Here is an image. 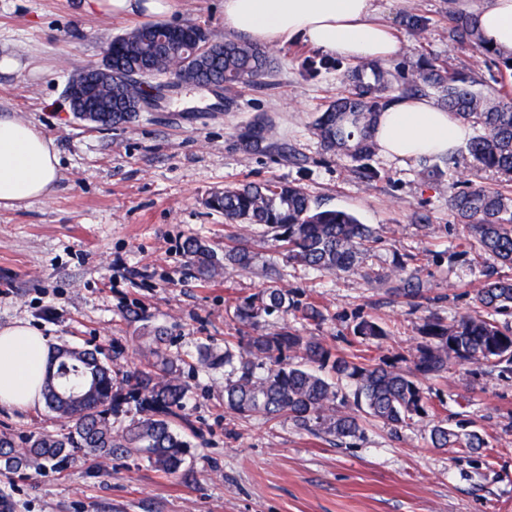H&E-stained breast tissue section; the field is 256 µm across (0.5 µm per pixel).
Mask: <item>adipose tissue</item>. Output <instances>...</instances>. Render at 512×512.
Instances as JSON below:
<instances>
[{"mask_svg":"<svg viewBox=\"0 0 512 512\" xmlns=\"http://www.w3.org/2000/svg\"><path fill=\"white\" fill-rule=\"evenodd\" d=\"M171 0H87V8L124 19L165 17ZM376 0H224L231 32L278 48L302 41L353 63L395 58L401 44L374 17ZM473 16L488 45L512 51V0H481ZM469 128L426 97L402 98L379 115L375 140L387 158L404 162L455 153ZM59 157L34 124L0 114V206L49 197ZM51 352L48 337L26 320L0 325V407L26 411L42 401Z\"/></svg>","mask_w":512,"mask_h":512,"instance_id":"1","label":"adipose tissue"}]
</instances>
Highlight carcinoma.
<instances>
[{"label":"carcinoma","instance_id":"cac0c4a2","mask_svg":"<svg viewBox=\"0 0 512 512\" xmlns=\"http://www.w3.org/2000/svg\"><path fill=\"white\" fill-rule=\"evenodd\" d=\"M402 19L419 35L429 25L410 7L402 11ZM446 37L476 52L473 68L450 70L437 58L393 70L378 61L360 62L346 71L348 89L317 113L313 134L323 150L361 163L359 174L366 186L379 179L378 171L366 164L377 151V117L404 96L433 97L456 119L472 124L476 134L467 151L475 166L512 180V95L495 94L488 85L493 72H512V52L487 46L473 16L453 7L448 10ZM275 63L266 47L242 36L216 41L195 23L182 24L177 35L169 24H143L112 40V111L104 117L118 126L139 116L140 89L128 82L133 73L165 76L176 87L222 83L230 93L241 85H264ZM304 66L316 73L340 62L316 53L304 59ZM274 136L272 123L258 121L240 134L239 145L247 152H263L273 145ZM420 163L430 183L446 175V157L422 158ZM206 205L223 213L228 225L266 227L277 252L289 262L326 274L356 275L367 283H389L391 291L412 306L430 291L414 255L396 258L383 275L366 270L364 262L379 241L378 232L345 210L314 204L298 185L274 180L240 183L211 194ZM448 211L466 225L471 248L512 267V190L453 185L448 188ZM183 250L204 282L227 269L246 272L257 266L258 253L240 233L225 238L220 252L195 236L185 239ZM263 273L264 288L242 297L234 307L233 317L240 324L254 327L274 314L285 319L298 313L317 324L326 320L319 304L295 299L274 263H266ZM475 300L478 310L450 322L435 315L424 318L422 342L404 371L383 357L334 352L316 336L288 330L249 336L244 342L226 340L224 352L206 348L198 362L203 368H230L233 377L224 381V409L244 418L273 421L285 416L299 429L336 445L361 436L364 422L396 432L426 420L431 447L473 454L489 446L486 435L448 428V420L429 404L422 382L443 376L453 361L512 372V278L490 277L476 289ZM353 334L364 341L386 336L376 321L366 318L355 324ZM144 335L157 361L127 374L124 394L100 349H56L41 394L46 406L67 420L68 428L63 433H30L22 453L15 450L11 435L1 433L0 463L8 470L48 464L58 468L78 450L93 461L136 455L157 471L179 473L188 445L172 422L185 419L187 387L163 348L165 331L146 326ZM130 400L137 403L140 418L122 425L112 416L117 406Z\"/></svg>","mask_w":512,"mask_h":512}]
</instances>
